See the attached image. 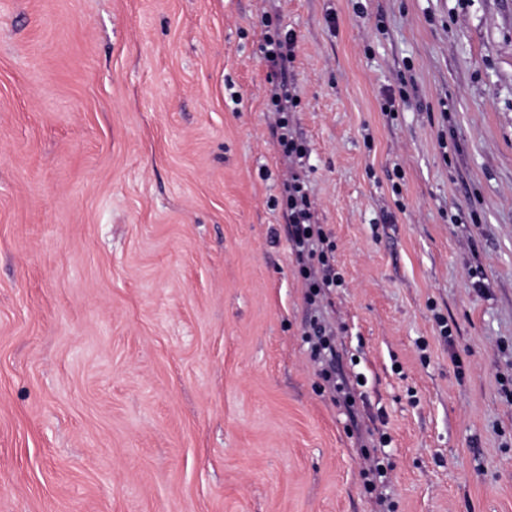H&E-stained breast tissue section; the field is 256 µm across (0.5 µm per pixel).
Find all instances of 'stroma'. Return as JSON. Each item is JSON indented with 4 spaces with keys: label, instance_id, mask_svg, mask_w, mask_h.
<instances>
[{
    "label": "stroma",
    "instance_id": "stroma-1",
    "mask_svg": "<svg viewBox=\"0 0 512 512\" xmlns=\"http://www.w3.org/2000/svg\"><path fill=\"white\" fill-rule=\"evenodd\" d=\"M0 512H512V0H0ZM295 36L290 31L283 33L276 29L266 33L260 46L262 59L270 69L269 79L281 76L270 96L271 108L280 114L277 126L281 130L278 144L293 164L284 180L282 205L288 221V236L291 253L298 266V272L305 281L306 301L314 305L325 288L341 286V278L331 263L334 245L320 224H315L314 203L307 190L304 166L308 155L306 147L293 138L290 132L289 103L294 96L288 87L286 72L295 52ZM316 265L318 267H316ZM310 332H306V343L310 344L312 358L320 364L318 375L333 395L337 405H343L352 414L356 405L354 395L348 391L345 375L341 370L340 358L332 342L331 328L318 318L311 319Z\"/></svg>",
    "mask_w": 512,
    "mask_h": 512
}]
</instances>
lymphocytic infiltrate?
<instances>
[{
	"instance_id": "lymphocytic-infiltrate-1",
	"label": "lymphocytic infiltrate",
	"mask_w": 512,
	"mask_h": 512,
	"mask_svg": "<svg viewBox=\"0 0 512 512\" xmlns=\"http://www.w3.org/2000/svg\"><path fill=\"white\" fill-rule=\"evenodd\" d=\"M295 42L293 33L279 30L269 32L263 38L260 52L272 75L279 78L270 96V106L279 114L278 144L293 165L283 183L282 205L288 221L291 253L305 281L306 301L312 305L324 290L339 287L341 279L331 263L334 245L321 225L314 222V205L303 173L308 151L293 138L289 128V105L294 97L284 76L294 57ZM332 336L331 328L319 319H311L306 341L312 358L320 365L318 374L332 393L334 401L351 411L355 408L356 399L348 389Z\"/></svg>"
}]
</instances>
